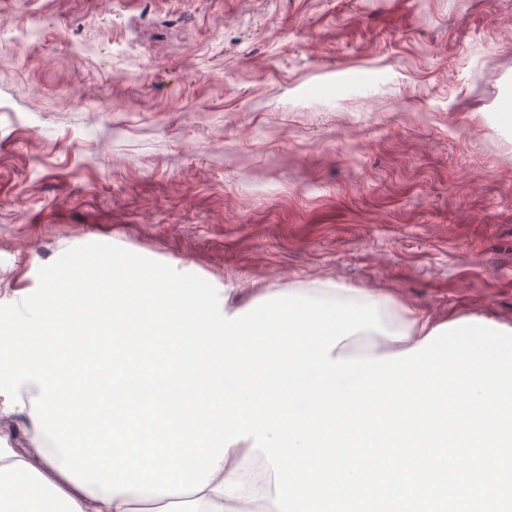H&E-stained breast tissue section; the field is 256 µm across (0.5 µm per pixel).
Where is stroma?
Wrapping results in <instances>:
<instances>
[{
    "mask_svg": "<svg viewBox=\"0 0 512 512\" xmlns=\"http://www.w3.org/2000/svg\"><path fill=\"white\" fill-rule=\"evenodd\" d=\"M114 240L512 332V0H0V310Z\"/></svg>",
    "mask_w": 512,
    "mask_h": 512,
    "instance_id": "1",
    "label": "stroma"
}]
</instances>
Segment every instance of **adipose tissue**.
<instances>
[{
  "instance_id": "adipose-tissue-1",
  "label": "adipose tissue",
  "mask_w": 512,
  "mask_h": 512,
  "mask_svg": "<svg viewBox=\"0 0 512 512\" xmlns=\"http://www.w3.org/2000/svg\"><path fill=\"white\" fill-rule=\"evenodd\" d=\"M211 346L224 351V373L238 375L250 315L227 312L223 296L204 298ZM383 298L352 301L341 288L293 289L263 295L258 309L277 316L280 332L303 319L322 328L302 367L337 378L415 379L441 362L447 341L458 346L456 366L468 372L481 363L490 398L499 394L503 364L512 362V335L459 320L430 325L393 312L381 323L377 311L391 309ZM46 325L30 322L0 337V396L21 406L37 436L34 447L17 448L11 428L0 427V512H303L297 485L296 449L288 445L287 424L245 419L236 411L210 415L187 454L155 453L148 465L111 459L88 447L70 425L62 401L58 361L41 345ZM360 355H352L353 346ZM290 358L280 368L298 367ZM263 460L268 492L255 505L238 502L242 471Z\"/></svg>"
}]
</instances>
